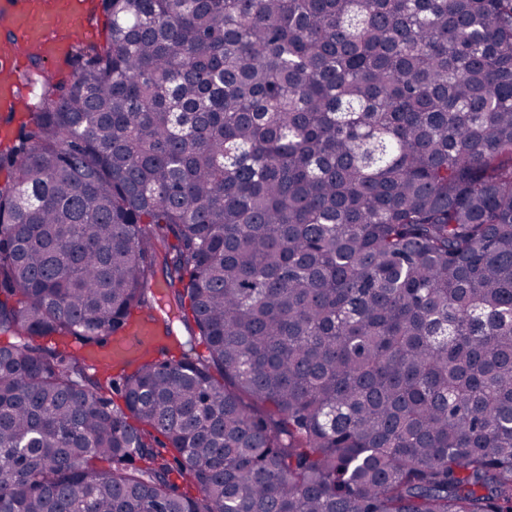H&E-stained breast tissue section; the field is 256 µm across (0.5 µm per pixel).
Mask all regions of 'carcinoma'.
Instances as JSON below:
<instances>
[{
	"instance_id": "cac0c4a2",
	"label": "carcinoma",
	"mask_w": 512,
	"mask_h": 512,
	"mask_svg": "<svg viewBox=\"0 0 512 512\" xmlns=\"http://www.w3.org/2000/svg\"><path fill=\"white\" fill-rule=\"evenodd\" d=\"M94 8L0 150V512H512V0ZM108 34L107 17L98 13L89 20L87 32L74 39L73 49L76 51L79 48L105 47ZM158 335L156 325L146 317L131 320V324L121 332V336L113 339L114 345L125 349L141 348L150 350L157 345L155 336Z\"/></svg>"
}]
</instances>
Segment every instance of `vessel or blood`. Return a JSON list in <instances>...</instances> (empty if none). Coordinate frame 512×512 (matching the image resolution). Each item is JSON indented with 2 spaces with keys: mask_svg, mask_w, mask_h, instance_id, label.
I'll return each instance as SVG.
<instances>
[{
  "mask_svg": "<svg viewBox=\"0 0 512 512\" xmlns=\"http://www.w3.org/2000/svg\"><path fill=\"white\" fill-rule=\"evenodd\" d=\"M81 0H0V28L8 41L0 43V112L20 107L24 66L30 52L44 60L61 62L75 35L87 25ZM156 325L138 317L114 337L116 346L144 350L155 347Z\"/></svg>",
  "mask_w": 512,
  "mask_h": 512,
  "instance_id": "1",
  "label": "vessel or blood"
}]
</instances>
